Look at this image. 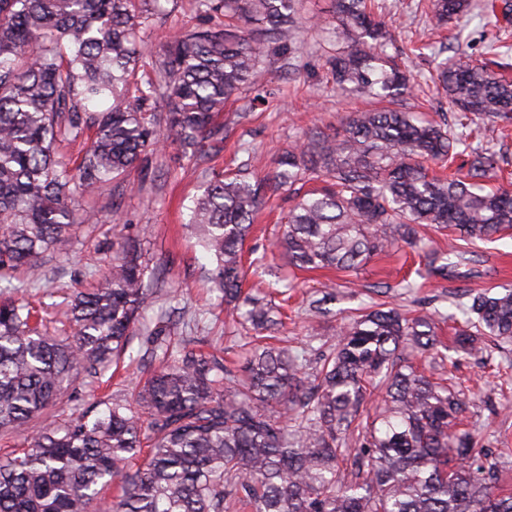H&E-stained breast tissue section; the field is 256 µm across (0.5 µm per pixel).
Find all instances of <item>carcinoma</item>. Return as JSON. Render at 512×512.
<instances>
[{"label": "carcinoma", "instance_id": "obj_1", "mask_svg": "<svg viewBox=\"0 0 512 512\" xmlns=\"http://www.w3.org/2000/svg\"><path fill=\"white\" fill-rule=\"evenodd\" d=\"M162 0H0V276L38 271L68 253L78 193L120 192L125 173L145 169L165 121L189 159L224 149L228 103L255 86L270 57L295 71L300 0H194L202 23L170 36L138 77L142 33ZM335 0L328 34L336 85L377 107L348 113L342 130L314 132L256 178L259 159L208 180L187 227L209 255L210 281L225 316L256 333L242 365L187 340L169 351V328L149 313L176 290L141 243L120 236L112 264L89 292L71 297L72 335L49 330L22 298H0V432L26 435L27 449L0 459V512H512L494 485L496 458L460 428L464 402L445 379L420 371L430 353L448 364L437 312L377 307L340 326L335 343L311 359L262 336L282 325L265 294L245 295L247 273L265 272L266 254L244 264V245L265 196H295L275 247L301 270H355L371 256L414 247L416 227L435 224L461 238L512 230V190H485L500 170L496 152L464 144L456 127L396 108L414 76L387 52L393 38L368 6ZM471 0H430L443 28ZM490 19L512 20V0L486 4ZM433 83L463 119H512V80L472 59L435 64ZM166 99L161 117L150 103ZM105 102L102 110L95 109ZM466 156L451 169L457 156ZM433 161L448 173L429 174ZM319 187L302 195L298 184ZM452 247L426 258L427 276L457 267ZM331 301L308 305L311 333ZM458 348L512 339V290L468 294ZM140 339L161 352L135 402L122 394L36 431L65 385L91 384ZM383 392L373 407L374 390ZM115 484L112 501L102 491Z\"/></svg>", "mask_w": 512, "mask_h": 512}]
</instances>
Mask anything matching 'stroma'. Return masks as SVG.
Segmentation results:
<instances>
[{
	"label": "stroma",
	"instance_id": "1",
	"mask_svg": "<svg viewBox=\"0 0 512 512\" xmlns=\"http://www.w3.org/2000/svg\"><path fill=\"white\" fill-rule=\"evenodd\" d=\"M381 3V17L397 43L422 40L437 48L453 47L483 63L492 62L486 46L496 31L480 9H473L458 29L448 30L431 24L428 0ZM334 5V0H302L301 77L289 75L282 58H271L258 89L245 93L246 98L256 101L250 116L237 125L221 153L207 160L203 168H195L182 158L169 131H162L164 166L155 176L153 189L142 188V175L134 170L126 175L127 188L120 198L107 192L89 196V203L101 212L100 222L76 225L70 252L57 259L55 272L43 273L42 287L25 290L24 298L55 314L72 291L92 288L107 270L114 233L133 235L152 257L166 265L172 287L182 295L185 319L198 320L202 335L208 336L212 349L224 358L239 359V348L224 335L225 314L219 295L203 273L209 260L184 223L193 199L201 193L205 175L231 166L238 144H250L261 158L263 172L268 173L275 168L277 154L298 143L305 132L335 135L348 111L356 107V100L336 88L325 68L331 46L324 24L333 20ZM196 23L192 0H181L170 16L145 33L149 54L159 53L174 30ZM293 203V198L282 194L268 200L259 212L245 248L266 253L270 270L250 278V289L270 291L279 279L289 275L290 268L273 243ZM466 249L468 261L460 265L457 275L445 279H421L420 259L407 247L376 256L352 273L327 269L298 273L289 318L280 333L293 346L309 347L304 308L311 296L330 283L336 301L333 317L323 325L324 339H334L340 324L362 308L383 303L409 312L423 307L439 310L444 318L437 325L438 336L445 344H453L459 323L451 315L462 290L496 293L512 289V230L468 243ZM405 280L415 283L414 292L402 288ZM445 371L465 394L468 409L464 422L472 428L478 445L491 449L499 458L498 489L512 492V342L487 344L478 354H460Z\"/></svg>",
	"mask_w": 512,
	"mask_h": 512
}]
</instances>
